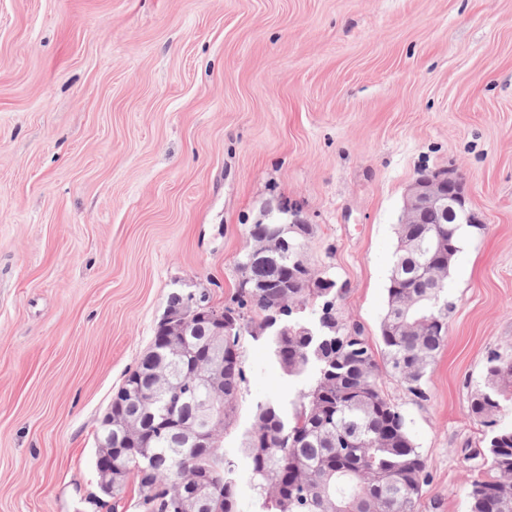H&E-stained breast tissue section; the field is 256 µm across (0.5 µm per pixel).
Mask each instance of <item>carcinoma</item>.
Instances as JSON below:
<instances>
[{
	"mask_svg": "<svg viewBox=\"0 0 512 512\" xmlns=\"http://www.w3.org/2000/svg\"><path fill=\"white\" fill-rule=\"evenodd\" d=\"M272 224H253L237 268V296L224 307L235 322L224 337V366L217 386L199 380L164 344L157 327L149 350L116 393L121 418L135 421L138 435L100 425L96 439L112 433L123 473L113 482L112 501L96 504L118 512L122 486L137 484L138 512H183L182 481L206 487L195 512H238V484L222 440L195 448L183 428L166 427L173 413L184 425L202 419L201 402L216 389L224 396L228 428L244 381L239 342L247 334L266 338L279 371L298 381L289 401L256 404L245 448L249 478L262 498V512H417L427 483L426 463L411 439L398 405L382 390L388 374L420 389L431 363L448 338L453 303L447 279L429 278L423 241L436 240L439 266H452L459 251L453 224H414L409 251L395 253L387 287V309L380 325L386 356L380 368L361 330L338 311L343 288L291 282L288 256L267 246ZM181 312L211 306L206 289L183 294ZM194 360L214 362L206 337L191 338ZM487 390L477 394L471 415L493 428L484 453L483 475L470 484L469 512H512V426H497L502 401L512 398V356L495 355L486 368Z\"/></svg>",
	"mask_w": 512,
	"mask_h": 512,
	"instance_id": "cac0c4a2",
	"label": "carcinoma"
}]
</instances>
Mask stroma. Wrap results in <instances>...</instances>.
Here are the masks:
<instances>
[{
	"label": "stroma",
	"mask_w": 512,
	"mask_h": 512,
	"mask_svg": "<svg viewBox=\"0 0 512 512\" xmlns=\"http://www.w3.org/2000/svg\"><path fill=\"white\" fill-rule=\"evenodd\" d=\"M452 168L485 224L455 257L448 343L411 391L418 512H468L512 355V0H0V512H96L95 434L169 296L230 304L249 225L311 224L373 350L409 186ZM224 448L241 512L256 403L295 383L243 336ZM487 390L477 394L470 405L471 415L488 427L497 426L493 417L502 409V401L512 396V356L494 355L486 368Z\"/></svg>",
	"instance_id": "obj_1"
}]
</instances>
